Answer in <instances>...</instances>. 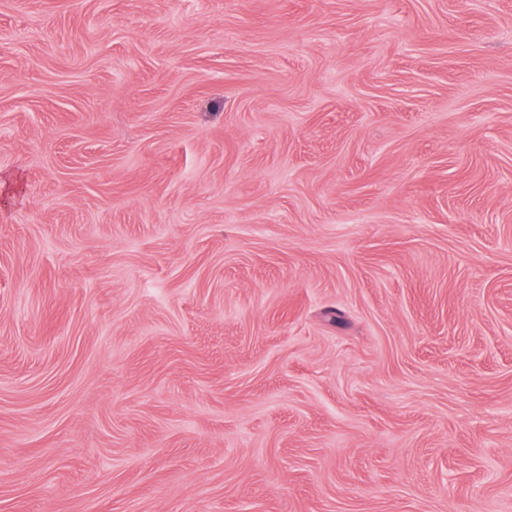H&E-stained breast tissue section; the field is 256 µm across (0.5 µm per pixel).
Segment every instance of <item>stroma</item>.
<instances>
[{
	"label": "stroma",
	"mask_w": 512,
	"mask_h": 512,
	"mask_svg": "<svg viewBox=\"0 0 512 512\" xmlns=\"http://www.w3.org/2000/svg\"><path fill=\"white\" fill-rule=\"evenodd\" d=\"M0 512H512V0H0Z\"/></svg>",
	"instance_id": "stroma-1"
}]
</instances>
